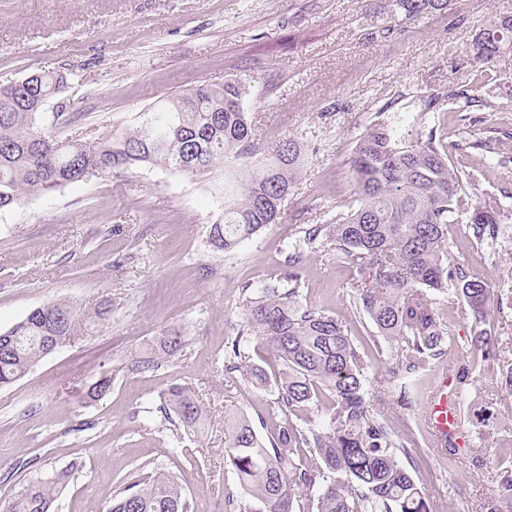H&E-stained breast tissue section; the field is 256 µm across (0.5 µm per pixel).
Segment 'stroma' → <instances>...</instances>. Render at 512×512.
<instances>
[{
  "label": "stroma",
  "instance_id": "1",
  "mask_svg": "<svg viewBox=\"0 0 512 512\" xmlns=\"http://www.w3.org/2000/svg\"><path fill=\"white\" fill-rule=\"evenodd\" d=\"M512 0H454L451 9L406 19L394 0H0V83L33 73L66 74L47 111L52 133L95 137L133 124L138 112L200 84L237 78L260 143L292 137L300 173L281 223L221 253L207 245L225 171L174 175L160 166L98 171L0 215V332L43 303L90 306L108 300L107 320L0 389V510L34 475L75 466L54 512H102L134 471L176 474L194 512H225L236 476L224 465V411L246 413L260 434L273 429V386L233 382L224 343L243 320V283L261 288L284 245L307 224L335 223L355 205L351 177L357 143L380 120L406 141L428 134L473 179L472 201L493 196L505 217L493 240L478 239L464 213L448 226V251L501 294L512 292V99L475 107L458 91L484 96V80L512 85V51L490 65L470 44ZM436 94V111L420 97ZM356 271L337 262L334 244L305 260L301 300L347 322L353 335L373 327L353 303ZM449 341L423 382L470 361L468 336L492 330L496 357L474 364L463 407L458 459L438 447L421 406L393 404L384 378L397 352L373 351L367 397L411 451L432 512H481L494 491L495 449L512 448V393L496 383L512 364V311L480 324L456 299L443 304ZM173 326L185 349L142 370L145 347ZM471 362V361H470ZM110 391L90 398L101 377ZM173 384L193 387L211 415L205 436L182 435L159 410Z\"/></svg>",
  "mask_w": 512,
  "mask_h": 512
}]
</instances>
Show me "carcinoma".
<instances>
[{
	"label": "carcinoma",
	"instance_id": "obj_1",
	"mask_svg": "<svg viewBox=\"0 0 512 512\" xmlns=\"http://www.w3.org/2000/svg\"><path fill=\"white\" fill-rule=\"evenodd\" d=\"M407 19L448 7L450 0H396ZM512 50V16L495 17L472 42L474 57L488 65ZM61 73L32 74L0 85V213L27 197L56 192L87 177L86 171L162 166L174 174L207 176L237 169V181L215 189L221 211L209 224L215 252L237 248L282 219L301 149L291 138L263 146L252 138L244 100L249 85L231 79L200 85L161 100L140 113L138 125L93 141L59 140L46 127L39 101L53 97ZM359 205L323 224L301 228L271 275L273 285L250 286L243 322L224 344V372L264 386L273 381L268 414L274 433L262 438L241 411L224 413V463L237 476L239 495L224 496L229 512H431L410 452L387 421L370 410L366 368L370 346L380 342L406 353L389 369L387 391L402 410L431 361L445 353L448 325L441 300L463 302L479 322L490 308L512 309V296L495 294L448 254L450 217L467 214L474 232L495 239L503 212L497 200L469 202L470 174L452 165L448 147L428 134L407 143L392 122L373 124L352 161ZM336 245V258L358 270L353 300L376 329L372 340L352 336L351 327L300 300L301 271L308 253ZM107 314L104 302L86 308L53 301L30 311L5 331L0 348V388L24 377L46 357L51 342L71 341ZM262 345L280 361L275 377L252 362ZM185 348L179 327L167 330L161 351L173 357ZM494 339L484 331L469 338L470 353L488 359ZM160 408L188 434L201 431L207 414L195 392L172 385ZM496 494L481 512H512V448L494 453ZM74 470L36 477L8 502L5 512H52ZM104 512H194L174 475L154 471L129 482Z\"/></svg>",
	"mask_w": 512,
	"mask_h": 512
}]
</instances>
